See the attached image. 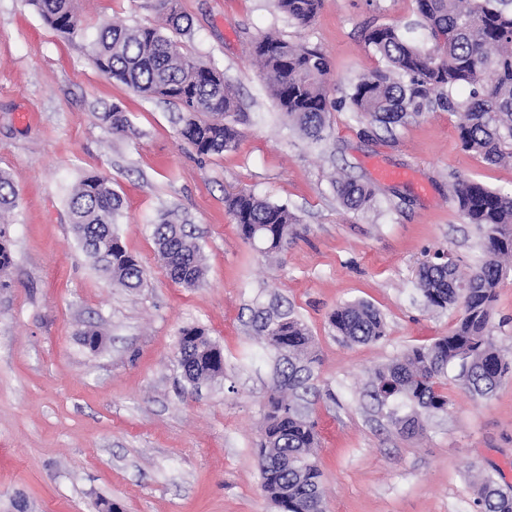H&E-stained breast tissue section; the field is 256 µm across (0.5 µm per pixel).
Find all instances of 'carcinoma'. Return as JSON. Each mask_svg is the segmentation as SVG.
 <instances>
[{
	"mask_svg": "<svg viewBox=\"0 0 512 512\" xmlns=\"http://www.w3.org/2000/svg\"><path fill=\"white\" fill-rule=\"evenodd\" d=\"M56 33L72 37L81 30L77 0H28ZM322 0H278L279 7L299 25L311 23ZM418 24L428 31L432 47L424 49L392 25H378L365 42L383 66L352 83V111L371 124L386 128L441 110L458 116V135L464 150L489 165L512 159V0H416ZM162 23L156 27L113 22L92 43L97 69L146 98H162L178 106L180 135L200 156L236 147L238 104L233 87L219 70L187 58L179 38L191 30L189 19L175 0H158ZM253 53L271 96L292 123L313 141L326 136L330 101L329 58L317 48L292 44L273 33L254 42ZM469 89L468 96L457 92ZM112 131L134 136L137 130L118 106L104 114ZM341 204L351 210L369 207L374 191L343 175L335 179ZM451 192L470 224L485 229L487 260L465 276L439 255L423 262L418 288L427 306L446 309L462 303L463 316L455 329L430 345L414 347L372 374L371 398L381 407L397 399L411 408L404 416L388 418L402 434L421 430V416L444 413L448 397L439 391L448 370L468 393L487 397L512 372V359L496 347L490 332V311L512 258V193L491 189L474 180H456ZM240 235L262 252H278L288 241L295 214L252 193L226 200ZM18 207L11 176L0 172V220ZM123 208L121 196L108 179L84 176L69 199L70 221L94 268L128 290L147 283L142 262L130 253L115 227ZM158 257L169 277L186 288H197L204 277L200 247L185 229L162 214L154 224ZM456 282L469 284L464 292ZM336 332L351 343L376 342L386 335L380 312L366 302L345 304L329 316ZM264 344L279 356L282 385L266 403L265 427L256 448L261 489L272 502L296 512L300 502H324L321 472L313 461L316 425L285 395L306 388L313 376L312 336L292 311L258 318ZM178 344L188 353L185 379L211 381L224 374L219 344L203 328L182 330ZM480 512H512V495L497 492L490 475L474 481Z\"/></svg>",
	"mask_w": 512,
	"mask_h": 512,
	"instance_id": "cac0c4a2",
	"label": "carcinoma"
}]
</instances>
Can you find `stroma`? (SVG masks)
<instances>
[{
    "mask_svg": "<svg viewBox=\"0 0 512 512\" xmlns=\"http://www.w3.org/2000/svg\"><path fill=\"white\" fill-rule=\"evenodd\" d=\"M81 31L48 27L26 0H0V171L18 207L8 215L12 261L0 271V512H276L261 490L256 443L276 390L277 356L256 333L257 307L277 302L307 326L318 361L302 404L316 423L315 461L327 512H478L473 477L512 493V380L488 399L452 380L447 412L410 437L369 398L374 368L450 334L462 305L428 308L415 284L426 256L465 271L485 259L484 231L458 211L454 178L512 191V165L463 149L455 116L427 111L385 131L344 98L381 67L366 29L393 24L430 46L415 0H324L305 26L276 0H178L192 27L181 50L223 72L244 120L235 150L197 155L177 107L145 99L94 66L91 43L109 21L156 26L155 0H81ZM274 32L331 61L337 106L311 143L270 96L253 55ZM124 109L139 133L113 134L105 109ZM111 179L124 200L118 231L145 266L144 288L105 280L78 245L67 198L81 178ZM346 175L375 191L351 211L336 193ZM248 191L299 219L277 253L244 240L227 195ZM176 212L204 258L199 287L174 283L152 224ZM365 301L386 324L380 341L343 342L329 323ZM200 326L224 353L223 378L189 384L176 359L180 332ZM491 334L512 355V276L497 290ZM101 332L94 352L85 331Z\"/></svg>",
    "mask_w": 512,
    "mask_h": 512,
    "instance_id": "stroma-1",
    "label": "stroma"
}]
</instances>
